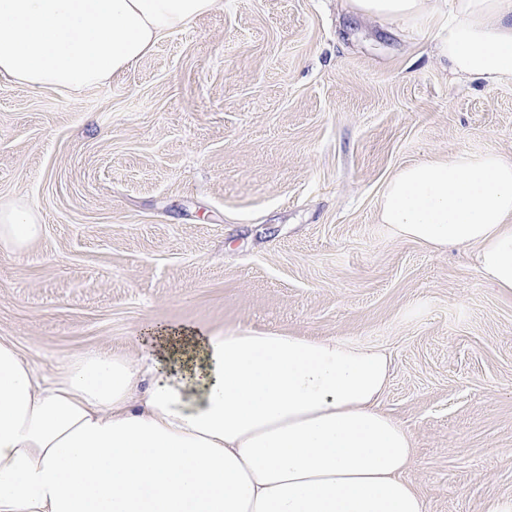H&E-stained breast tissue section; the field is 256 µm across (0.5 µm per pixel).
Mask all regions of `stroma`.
Returning <instances> with one entry per match:
<instances>
[{
	"label": "stroma",
	"mask_w": 512,
	"mask_h": 512,
	"mask_svg": "<svg viewBox=\"0 0 512 512\" xmlns=\"http://www.w3.org/2000/svg\"><path fill=\"white\" fill-rule=\"evenodd\" d=\"M431 38L349 0H219L106 84L0 78V205L43 226L0 249V341L45 375L153 325L378 346L425 512L512 497V292L378 217L404 165L512 159V82L455 77Z\"/></svg>",
	"instance_id": "1"
}]
</instances>
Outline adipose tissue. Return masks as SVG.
<instances>
[{
    "label": "adipose tissue",
    "instance_id": "ef3b65f1",
    "mask_svg": "<svg viewBox=\"0 0 512 512\" xmlns=\"http://www.w3.org/2000/svg\"><path fill=\"white\" fill-rule=\"evenodd\" d=\"M218 0H0V78L73 91L110 80ZM434 25L451 73L512 80V0H352ZM379 217L402 239L478 248L512 292V161L460 151L401 167ZM0 207V246L39 237ZM376 347L275 330H154L141 354L90 350L39 377L0 342V512H424Z\"/></svg>",
    "mask_w": 512,
    "mask_h": 512
}]
</instances>
